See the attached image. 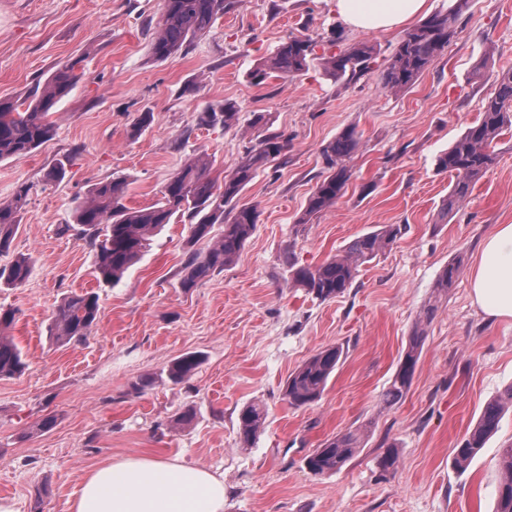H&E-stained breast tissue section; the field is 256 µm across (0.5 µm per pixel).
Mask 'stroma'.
I'll list each match as a JSON object with an SVG mask.
<instances>
[{"mask_svg":"<svg viewBox=\"0 0 512 512\" xmlns=\"http://www.w3.org/2000/svg\"><path fill=\"white\" fill-rule=\"evenodd\" d=\"M161 0H0V98L27 94L74 60L81 80L56 106L53 137L31 155L0 162V199L30 185L12 254L33 261L28 280L0 288L16 313L12 336L28 367L0 379V498L20 512H70L85 475L107 460L179 458L224 476V512H493L512 445V411L466 467L452 455L484 404L512 386V320L488 322L471 300L481 240L512 223V132L464 203L442 204L453 183L437 156L478 118L496 75L512 71V0H470L456 34L410 89H383L384 59L402 32L353 33L329 0H237L208 35L162 61L148 52ZM341 45L367 42L379 56L347 82L320 61L302 74L251 83L250 72L291 36ZM235 102L239 123L204 126L203 113ZM150 126L131 136L134 119ZM264 113L287 147L241 200L258 221L236 261L187 290L188 255L204 254L189 225H166L113 284L94 274L95 250L74 229V208L96 183L125 177L126 203L152 204L193 154L223 176L256 145ZM360 136L351 180L335 208L299 223L323 175L321 149L345 128ZM51 166L61 181L43 182ZM382 224L402 234L364 264L352 285L321 302L291 287L289 262L314 267ZM459 270L446 294L437 280ZM95 292L100 320L80 343L55 346L50 316L71 294ZM412 385L393 407L379 398L428 305ZM344 354L322 398L294 408L283 397L291 372L318 351ZM187 352L202 363L187 381L166 378ZM151 379L149 387L140 382ZM263 402L267 418L252 447L239 442L240 410ZM192 410L185 426L175 416ZM53 418L50 427L41 422ZM365 433L338 472L317 476L306 457L327 438ZM398 447L395 470L378 457Z\"/></svg>","mask_w":512,"mask_h":512,"instance_id":"1","label":"stroma"}]
</instances>
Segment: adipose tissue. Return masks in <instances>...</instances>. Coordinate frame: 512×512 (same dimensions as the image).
Returning <instances> with one entry per match:
<instances>
[{
  "label": "adipose tissue",
  "mask_w": 512,
  "mask_h": 512,
  "mask_svg": "<svg viewBox=\"0 0 512 512\" xmlns=\"http://www.w3.org/2000/svg\"><path fill=\"white\" fill-rule=\"evenodd\" d=\"M427 0H331L354 31H383L425 13ZM472 303L512 319V224L496 225L471 273ZM71 512H224V477L161 458L108 461L87 473Z\"/></svg>",
  "instance_id": "adipose-tissue-1"
}]
</instances>
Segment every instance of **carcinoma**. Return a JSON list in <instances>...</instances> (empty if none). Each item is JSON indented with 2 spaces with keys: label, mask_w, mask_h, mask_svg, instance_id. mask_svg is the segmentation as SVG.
<instances>
[{
  "label": "carcinoma",
  "mask_w": 512,
  "mask_h": 512,
  "mask_svg": "<svg viewBox=\"0 0 512 512\" xmlns=\"http://www.w3.org/2000/svg\"><path fill=\"white\" fill-rule=\"evenodd\" d=\"M235 3L236 0H162V20L151 40L152 56L161 60L183 49L192 39L207 33L216 17L232 10ZM454 35V22L441 14L431 15L406 29L387 59L382 72L383 87L400 92L412 86L437 61ZM316 47L317 42L308 36L288 37L272 56L251 71V81L260 85L273 75L290 78L302 73L316 55ZM376 55L374 46L361 42L336 51L331 49L321 58L331 77L351 82L372 70ZM76 65L75 61L59 65L44 81L36 82L24 97L0 98V162L24 158L54 135L50 116L57 103L80 80ZM238 119L239 109L233 102L224 103L220 111L204 117L205 122L219 123L226 128L236 125ZM267 124L265 114H254L252 127L261 132V137L255 148L241 155L235 168L224 174L222 180L209 176L203 158L192 157L164 185L161 197L148 207L137 209L126 205L124 177L94 185L89 198L75 208L74 218L80 232L89 237L96 249L95 269L99 279L107 284L118 281L137 261L157 229L178 222L190 224L193 240L209 242L205 255H193L187 260L183 287L192 288L234 262L253 235L258 218L255 207L239 204L242 192L285 148L282 135L266 132ZM508 130L512 131V72L496 77L493 95L479 119L437 158V167L455 178L443 204L444 213L464 201L473 184L493 166V143ZM358 145V133L347 128L322 148L326 176L309 196L297 223L305 224L311 217L332 209L344 196L351 177L346 161ZM30 190L23 183L9 201H0V255L11 249ZM217 224L221 233L215 236L213 229ZM400 234L399 225L387 224L355 238L342 252L314 268L292 264V284L320 302L332 300L353 285L363 264L393 244ZM30 271V258L15 256L9 265L0 267V288L22 285ZM434 311L435 306H428L423 320L409 336L407 349L383 394V402L388 406L398 404L412 384L424 342V321L431 319ZM98 317L97 296H67L56 308L49 336L60 345L82 342L90 335ZM14 322L15 311H0V378L19 375L26 369L22 347L13 337L5 335ZM341 356L338 346L323 349L291 373L284 392L288 403L302 407L320 399ZM200 364L198 355L186 353L168 366L166 377L169 382L180 384L191 378ZM510 406L512 386L486 403L476 424L454 451L456 466L465 467L481 452ZM266 417V407L259 402L241 410L239 432L243 447L251 446ZM363 442L361 431L337 434L307 456L306 467L315 475L335 473L359 452ZM503 463L505 476L498 489L495 512H512V445L503 449Z\"/></svg>",
  "instance_id": "obj_1"
}]
</instances>
